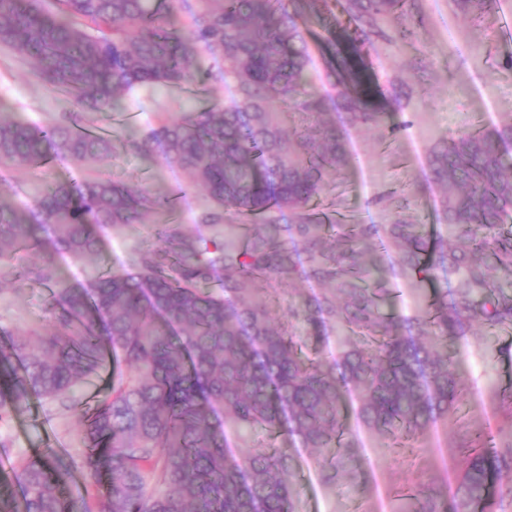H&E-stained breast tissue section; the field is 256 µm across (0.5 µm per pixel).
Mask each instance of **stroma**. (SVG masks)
Here are the masks:
<instances>
[{
  "instance_id": "1",
  "label": "stroma",
  "mask_w": 512,
  "mask_h": 512,
  "mask_svg": "<svg viewBox=\"0 0 512 512\" xmlns=\"http://www.w3.org/2000/svg\"><path fill=\"white\" fill-rule=\"evenodd\" d=\"M345 0H294L293 6L305 23L304 36L311 55V70L318 79L314 94L328 96L334 89L325 75L335 61L327 41L333 20H345ZM500 10L479 23L464 21L454 0H419L425 16L421 36L396 45L374 42L364 57L366 73L376 91L390 95L393 83L403 81L413 88L411 99L391 113L387 125L396 127L393 138L380 139L377 130L346 121L343 112L329 118L339 131L348 162L340 174L328 175L326 189L318 197V208L350 224H393L406 221L423 225L428 236L440 230L441 193L429 180L428 157L442 138L472 130L493 132L512 122V70L501 62L512 55V0H501ZM198 90L170 85L153 92L125 98L121 112L138 126L153 122L159 112H178L183 105L202 109L212 101L227 98L221 86L210 85L204 70H197ZM74 101L39 83L31 63L18 62L0 49V112L16 118L49 124L61 114L74 111ZM86 173L132 179L180 206L170 216L155 215L132 227L106 230L103 252L96 267L120 270L128 267L138 241H152L155 224L170 220L188 236L203 234L223 242L224 227L200 224L201 213L210 202L204 194H186L182 178L162 163L145 162L115 145L111 157L89 163ZM79 172L59 163L33 171L25 167L0 169V193L15 184L25 188L77 177ZM269 316L281 328L299 333L300 324L288 306L306 289L305 283H265ZM383 310L386 314L412 315L421 301L434 296L430 283H412L403 278L389 280ZM48 288L25 281L0 283V326L24 333L45 325ZM448 355L463 398L458 412L449 414L437 439H425L406 448H384L374 438L358 449L353 466L363 482L361 495L351 497L325 487L311 464L307 451L290 449L296 462V484L301 512H396L399 495L410 490L444 489L462 467L459 447L477 431L512 436V412L501 409L499 395L512 390V329L488 336L476 332L467 343H449ZM78 418H52L38 401L0 424V434L9 440L0 450V467L10 468L21 457L46 446L61 449L71 461L65 489L83 501L86 488L77 439Z\"/></svg>"
}]
</instances>
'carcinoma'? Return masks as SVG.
<instances>
[{"mask_svg":"<svg viewBox=\"0 0 512 512\" xmlns=\"http://www.w3.org/2000/svg\"><path fill=\"white\" fill-rule=\"evenodd\" d=\"M481 19L499 0H455ZM289 0H0V48L35 62L45 86L79 111L48 125L0 113V168L78 167L112 155V142L180 172L184 187L224 213L268 220L239 246L192 242L154 226L131 268L98 272L76 287L55 255L97 262L101 232L141 224L168 197L129 182L83 176L46 187L25 209L0 195V276L50 288V326L0 345V423L31 399L64 413L76 388L111 356L126 368L80 414L83 476L91 504L63 492V458L35 452L7 476L20 499L0 512H299L293 458L275 446L236 459L229 449L259 435L313 452L323 484L358 490L351 463L363 432L400 447L434 432L462 392L447 341L512 327V123L495 135L463 131L433 150L445 230L421 225L323 223L311 202L347 163L336 127L320 121L329 100L307 91L308 44ZM180 8L188 33L167 24ZM331 32L338 65L326 74L353 122L381 127L376 93L361 67L372 37L417 38L422 19L407 0H347ZM207 78L232 91L202 111L161 113L143 130L99 131L93 115L117 111L139 88L190 84L201 58ZM279 102L314 123L286 128ZM40 263L19 267L22 252ZM397 262L384 263L388 253ZM439 281L442 294L412 316L382 311V275ZM313 280L290 336L269 318L256 285ZM217 281L221 293L200 288ZM224 420L212 419L214 407ZM463 470L442 496L404 497L401 512H486L493 480L512 464V441L462 446Z\"/></svg>","mask_w":512,"mask_h":512,"instance_id":"obj_1","label":"carcinoma"}]
</instances>
